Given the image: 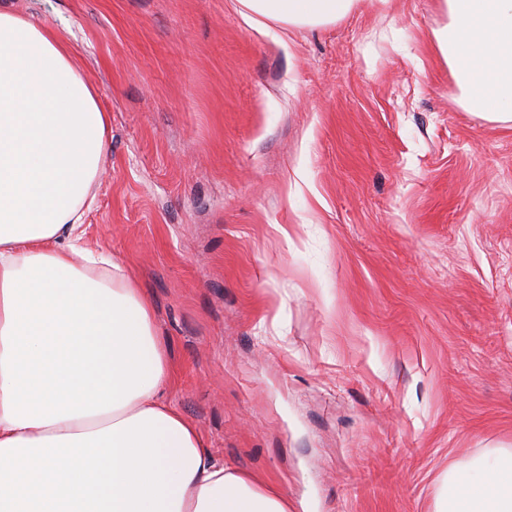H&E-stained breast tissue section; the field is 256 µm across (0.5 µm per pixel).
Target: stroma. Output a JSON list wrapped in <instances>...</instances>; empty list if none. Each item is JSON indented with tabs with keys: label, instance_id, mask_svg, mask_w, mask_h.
<instances>
[{
	"label": "stroma",
	"instance_id": "1",
	"mask_svg": "<svg viewBox=\"0 0 512 512\" xmlns=\"http://www.w3.org/2000/svg\"><path fill=\"white\" fill-rule=\"evenodd\" d=\"M112 117L86 235L150 296L170 399L293 512H431L512 448V127L456 99L436 0H0ZM247 12L244 18L256 17L291 27L317 26L336 21L351 11L355 0H239ZM256 16V17H255Z\"/></svg>",
	"mask_w": 512,
	"mask_h": 512
}]
</instances>
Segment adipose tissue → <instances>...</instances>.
<instances>
[{
	"label": "adipose tissue",
	"instance_id": "ef3b65f1",
	"mask_svg": "<svg viewBox=\"0 0 512 512\" xmlns=\"http://www.w3.org/2000/svg\"><path fill=\"white\" fill-rule=\"evenodd\" d=\"M336 21L355 0H240ZM435 51L470 107L512 122V0H437ZM111 119L51 27L0 7V512H290L206 447L142 288L87 242ZM433 512H512V448L442 476Z\"/></svg>",
	"mask_w": 512,
	"mask_h": 512
}]
</instances>
